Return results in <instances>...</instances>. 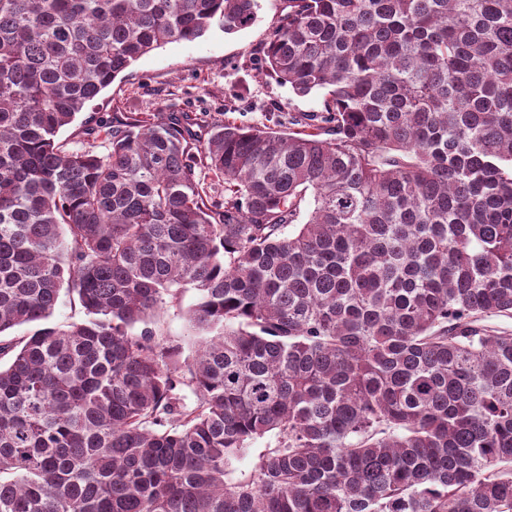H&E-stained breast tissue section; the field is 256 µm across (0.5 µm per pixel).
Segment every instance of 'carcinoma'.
I'll return each mask as SVG.
<instances>
[{
	"label": "carcinoma",
	"mask_w": 512,
	"mask_h": 512,
	"mask_svg": "<svg viewBox=\"0 0 512 512\" xmlns=\"http://www.w3.org/2000/svg\"><path fill=\"white\" fill-rule=\"evenodd\" d=\"M278 2L263 66L321 110L100 155L57 136L260 0H0V512H512V0ZM82 317L83 313L78 302L71 294L62 290L50 322L65 327L72 322L80 321ZM194 301V290L183 293L181 302L182 311H179L178 307H171L160 318H157L156 324L157 329L164 337L175 343L182 344L186 353H188V348L191 347L195 331L188 321L185 311Z\"/></svg>",
	"instance_id": "carcinoma-1"
}]
</instances>
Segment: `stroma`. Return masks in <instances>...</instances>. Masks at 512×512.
<instances>
[{"instance_id":"35a3bbf8","label":"stroma","mask_w":512,"mask_h":512,"mask_svg":"<svg viewBox=\"0 0 512 512\" xmlns=\"http://www.w3.org/2000/svg\"><path fill=\"white\" fill-rule=\"evenodd\" d=\"M275 0H262L256 23L227 34L212 29L194 41L163 45L134 62L81 112L58 139L67 148L100 142V134H85L84 124L94 119L121 117L129 112H190L201 117L200 139L208 137V122L232 120L239 124L285 130L302 113L320 110L318 94L295 95L268 75L259 49L277 27ZM195 301L194 291L182 296L157 320L167 339L190 347L195 331L184 310Z\"/></svg>"}]
</instances>
